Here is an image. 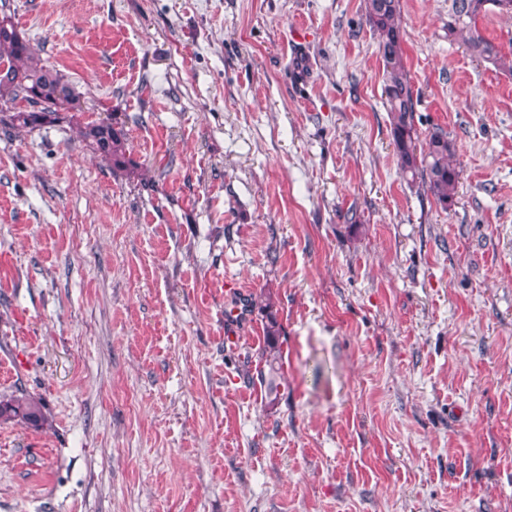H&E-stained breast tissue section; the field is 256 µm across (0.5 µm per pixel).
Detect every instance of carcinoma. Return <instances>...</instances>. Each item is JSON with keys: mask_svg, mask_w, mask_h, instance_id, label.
Instances as JSON below:
<instances>
[{"mask_svg": "<svg viewBox=\"0 0 512 512\" xmlns=\"http://www.w3.org/2000/svg\"><path fill=\"white\" fill-rule=\"evenodd\" d=\"M366 21L377 39L378 53L385 72V105L388 114L394 152L402 173L419 182L443 208L452 204L458 189L459 174L454 164L453 144L448 135L437 128L419 144L420 132L415 123V91L410 76L402 64V36L398 23L400 0H363ZM490 13L512 15V0H451L448 11V37L463 38L470 53L490 64L495 70L512 75V50L486 37L477 27V20ZM0 52L6 59L0 62V128L34 129L45 123L61 120L60 112L70 110V104L80 93L57 70L45 65L39 51L21 37L8 15L0 17ZM23 100L28 108L14 107ZM81 140L87 142L115 171H124L131 164L126 134L113 122H87L77 125ZM259 311L263 315L264 346L259 353L258 381L263 384L269 404L278 399L282 379L283 325L271 294L259 296ZM18 419L32 427L45 422L39 400L19 393L0 400V420Z\"/></svg>", "mask_w": 512, "mask_h": 512, "instance_id": "carcinoma-1", "label": "carcinoma"}]
</instances>
